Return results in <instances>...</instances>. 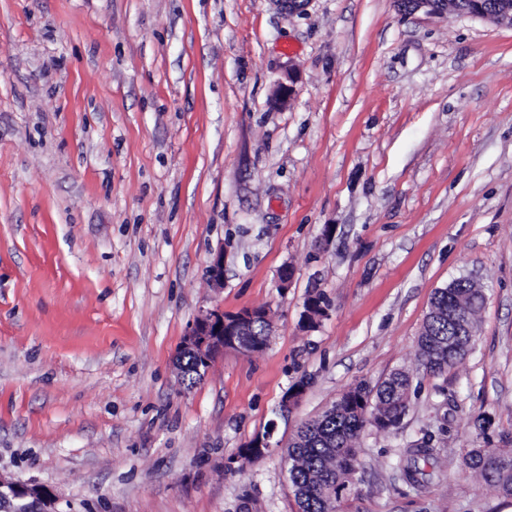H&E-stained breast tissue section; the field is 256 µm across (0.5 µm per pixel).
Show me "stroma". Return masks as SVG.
<instances>
[{"label": "stroma", "instance_id": "obj_1", "mask_svg": "<svg viewBox=\"0 0 512 512\" xmlns=\"http://www.w3.org/2000/svg\"><path fill=\"white\" fill-rule=\"evenodd\" d=\"M462 276L486 290L476 347L433 376L417 339ZM216 308L267 310L269 343L184 388ZM399 368L409 409L356 439L336 512H512L461 465L512 448V27L395 0H0V476L60 512H297L283 447ZM427 433L412 488L397 460ZM271 439V432L268 430L263 433H256L247 444L250 449H247L243 455L239 456L241 465H247L250 464L249 461H258L266 457L274 448ZM11 488L13 497L18 500L17 506L21 505L27 499L33 498L46 504L43 510L39 512H58L57 498L44 487L20 481H13Z\"/></svg>", "mask_w": 512, "mask_h": 512}]
</instances>
